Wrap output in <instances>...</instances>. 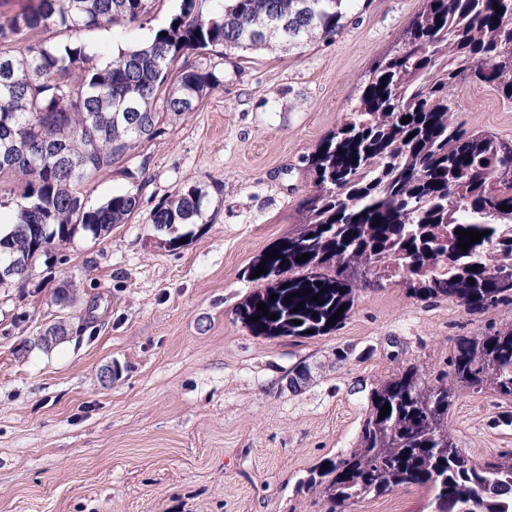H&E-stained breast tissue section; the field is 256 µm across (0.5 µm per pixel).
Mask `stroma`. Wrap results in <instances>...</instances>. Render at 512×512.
<instances>
[{
	"mask_svg": "<svg viewBox=\"0 0 512 512\" xmlns=\"http://www.w3.org/2000/svg\"><path fill=\"white\" fill-rule=\"evenodd\" d=\"M156 0L146 19L80 33L106 63L145 42L178 12ZM421 0H357L328 42L192 56L222 83L195 112L166 120L137 158L81 187L98 206L144 168L138 212L101 239L77 234L37 264L23 288H0V512H323L300 489L308 470L353 448L372 390L417 366L448 367L459 338L512 325V305L467 314L405 288L358 291L347 319L314 338L259 336L236 310L257 288L252 263L299 222L314 189L308 158L348 116L373 61ZM468 129L512 141V102L475 83L458 87ZM203 189V216L177 227L170 250L147 217L175 190ZM67 277L61 310L49 275ZM67 339L35 346L63 316ZM111 369V383L101 374ZM512 399L460 389L448 428L474 462L512 451ZM422 491L398 488L351 512H423Z\"/></svg>",
	"mask_w": 512,
	"mask_h": 512,
	"instance_id": "35a3bbf8",
	"label": "stroma"
}]
</instances>
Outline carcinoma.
<instances>
[{
  "mask_svg": "<svg viewBox=\"0 0 512 512\" xmlns=\"http://www.w3.org/2000/svg\"><path fill=\"white\" fill-rule=\"evenodd\" d=\"M348 2L181 0L146 45L99 66L84 44L30 34L125 26L149 14L152 0H30L0 23V175L22 179L0 263L20 255L36 262L81 231L98 239L135 215L146 185L139 175L97 207L80 187L161 136L160 112L179 118L221 84L213 70L178 64L186 52L224 57L331 39ZM20 40L23 49H12ZM466 79L512 102V0H422L373 62L349 117L309 159L314 191L299 228L273 245L277 258L265 253L248 269L259 288L237 311L247 328L324 336L347 319L357 290L393 280L419 299L458 301L469 314L512 304V173L502 170L512 142L457 121L453 91ZM203 200L199 187L181 188L151 210L149 223L168 234L195 224ZM460 228L487 235L464 251ZM261 263L267 273L257 277ZM450 367L458 384L512 396V327L460 339ZM454 395L446 374L431 382L409 366L392 375L372 392L355 447L311 469L303 484L321 491L325 512L408 487L425 493L427 512H512V452L473 462L448 431ZM385 405L391 411L381 417Z\"/></svg>",
  "mask_w": 512,
  "mask_h": 512,
  "instance_id": "obj_1",
  "label": "carcinoma"
}]
</instances>
